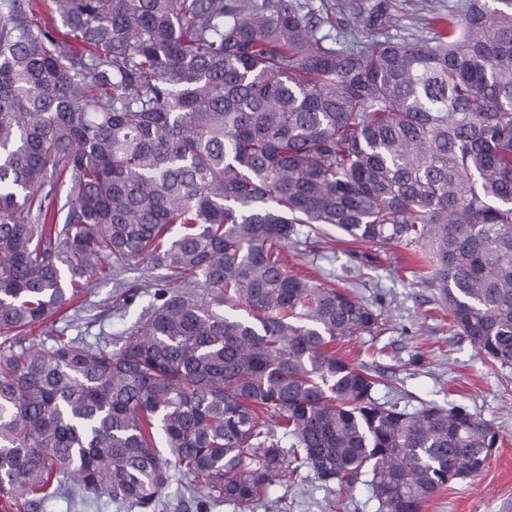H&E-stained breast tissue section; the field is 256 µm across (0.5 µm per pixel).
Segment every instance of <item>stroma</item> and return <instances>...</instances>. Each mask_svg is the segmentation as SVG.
Here are the masks:
<instances>
[{
  "label": "stroma",
  "mask_w": 512,
  "mask_h": 512,
  "mask_svg": "<svg viewBox=\"0 0 512 512\" xmlns=\"http://www.w3.org/2000/svg\"><path fill=\"white\" fill-rule=\"evenodd\" d=\"M348 11L386 8L399 36L412 31L429 39L431 17L447 14L460 0H344ZM320 254L311 264L289 265L315 280H326L374 303L381 310L387 331L372 338L361 336L340 346L338 352L382 376L379 396L414 409L425 403L458 404L498 428L501 443L478 475L456 482L431 499L423 512H512V366L487 362L470 342L451 327L448 311L434 289L421 283L414 247L378 248L350 241L328 229L319 244ZM366 265V278L350 270L352 261ZM111 283L86 288L71 310L73 335L96 342L102 332L118 333L132 325L140 309L127 313L112 307ZM286 495L288 512H376L377 503L362 484L352 491L324 485L309 470H301L296 485L276 487Z\"/></svg>",
  "instance_id": "1"
}]
</instances>
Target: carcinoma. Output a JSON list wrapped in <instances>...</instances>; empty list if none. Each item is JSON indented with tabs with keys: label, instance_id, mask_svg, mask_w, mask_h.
<instances>
[{
	"label": "carcinoma",
	"instance_id": "carcinoma-1",
	"mask_svg": "<svg viewBox=\"0 0 512 512\" xmlns=\"http://www.w3.org/2000/svg\"><path fill=\"white\" fill-rule=\"evenodd\" d=\"M54 2L0 0V512H153L176 472L256 512L303 467L423 512L480 472L496 428L380 401L336 346L381 313L283 253L306 224L419 246L451 327L512 366V0L430 42L312 0ZM134 262V325L55 327L97 280L135 303ZM51 512H139L137 509H130L128 506L116 503L102 501L99 505H92L91 507H85L82 505L71 506L69 503L59 501L53 506Z\"/></svg>",
	"mask_w": 512,
	"mask_h": 512
}]
</instances>
